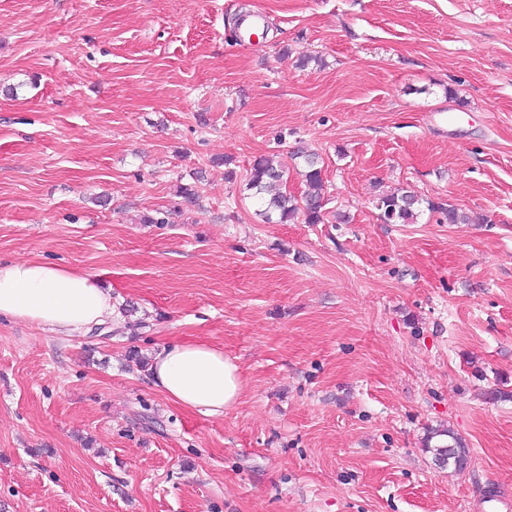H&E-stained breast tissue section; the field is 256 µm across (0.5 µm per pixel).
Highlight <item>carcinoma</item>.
<instances>
[{
  "instance_id": "obj_1",
  "label": "carcinoma",
  "mask_w": 512,
  "mask_h": 512,
  "mask_svg": "<svg viewBox=\"0 0 512 512\" xmlns=\"http://www.w3.org/2000/svg\"><path fill=\"white\" fill-rule=\"evenodd\" d=\"M292 157L303 159L304 169L301 172L307 190L301 199L284 194L280 186L288 180V169L274 164L267 156H259L250 163L246 190L257 195H265V208L260 216L263 222L284 224L293 221L297 216L304 218L306 224H322L325 220V194L322 168L317 155L303 145L296 147ZM424 199L402 187L379 194L377 209L378 219L384 224H412L418 219ZM450 224H468L471 215L454 205L440 208ZM435 439L432 451L436 461L444 462V466L456 465L455 454L465 453L464 442L450 428H437L431 431Z\"/></svg>"
}]
</instances>
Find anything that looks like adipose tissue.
I'll return each instance as SVG.
<instances>
[{"mask_svg":"<svg viewBox=\"0 0 512 512\" xmlns=\"http://www.w3.org/2000/svg\"><path fill=\"white\" fill-rule=\"evenodd\" d=\"M111 314V291L94 274L31 259L0 262V317L70 336ZM150 372L158 392L205 416L223 415L243 390L234 359L202 342L161 346L152 355Z\"/></svg>","mask_w":512,"mask_h":512,"instance_id":"adipose-tissue-1","label":"adipose tissue"}]
</instances>
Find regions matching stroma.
Here are the masks:
<instances>
[{
    "label": "stroma",
    "mask_w": 512,
    "mask_h": 512,
    "mask_svg": "<svg viewBox=\"0 0 512 512\" xmlns=\"http://www.w3.org/2000/svg\"><path fill=\"white\" fill-rule=\"evenodd\" d=\"M249 14L266 33L243 42ZM300 140L348 223L257 217L251 160ZM394 187L433 209L382 223ZM19 259L98 275L119 315L74 336L0 319V512H492L512 490V400L485 397L512 393V0H0ZM186 340L240 368L222 416L136 365ZM439 426L463 471L427 452Z\"/></svg>",
    "instance_id": "obj_1"
}]
</instances>
